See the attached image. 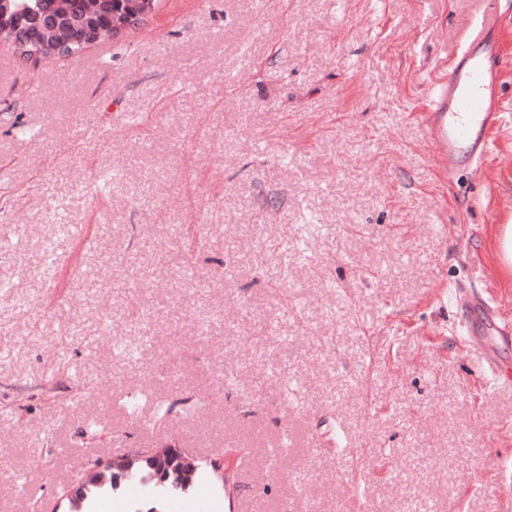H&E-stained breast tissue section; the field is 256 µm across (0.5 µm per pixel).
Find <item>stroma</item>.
I'll list each match as a JSON object with an SVG mask.
<instances>
[{
  "instance_id": "35a3bbf8",
  "label": "stroma",
  "mask_w": 512,
  "mask_h": 512,
  "mask_svg": "<svg viewBox=\"0 0 512 512\" xmlns=\"http://www.w3.org/2000/svg\"><path fill=\"white\" fill-rule=\"evenodd\" d=\"M486 13L501 119L447 179L421 113ZM509 222L512 0H161L75 56L0 42V512L167 444L232 459L220 512H512V394L448 298L512 318ZM497 255L502 268L512 271V224H500L496 235Z\"/></svg>"
}]
</instances>
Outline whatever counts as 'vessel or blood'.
I'll return each mask as SVG.
<instances>
[{
    "mask_svg": "<svg viewBox=\"0 0 512 512\" xmlns=\"http://www.w3.org/2000/svg\"><path fill=\"white\" fill-rule=\"evenodd\" d=\"M495 23L494 16H484L481 31L472 36V46L457 58L454 77L437 79L431 85L430 104L423 115V123L442 173L450 174L458 168L461 143H468L469 158L475 163L489 152L485 128L495 121L499 109L493 96L497 80L493 62L498 51L483 41L481 32ZM451 294L466 317H481L498 336L497 344L492 345L482 335L468 334L467 355L476 361L493 387L511 389L512 370L503 365L496 347L512 345V320L500 314L496 303L462 287H455Z\"/></svg>",
    "mask_w": 512,
    "mask_h": 512,
    "instance_id": "1",
    "label": "vessel or blood"
}]
</instances>
